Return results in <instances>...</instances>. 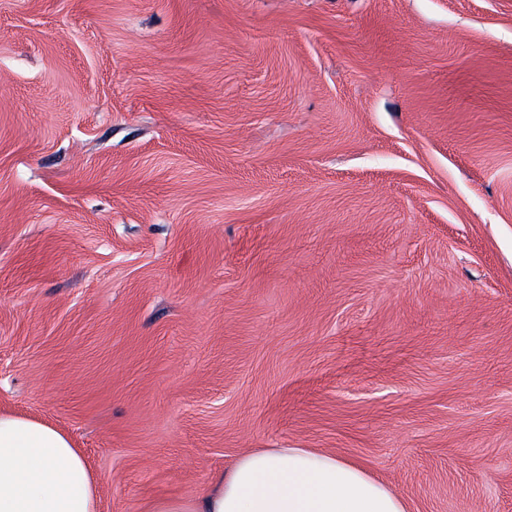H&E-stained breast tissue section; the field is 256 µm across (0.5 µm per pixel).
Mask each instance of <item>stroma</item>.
<instances>
[{"label":"stroma","instance_id":"35a3bbf8","mask_svg":"<svg viewBox=\"0 0 512 512\" xmlns=\"http://www.w3.org/2000/svg\"><path fill=\"white\" fill-rule=\"evenodd\" d=\"M0 411L512 512V0H0Z\"/></svg>","mask_w":512,"mask_h":512}]
</instances>
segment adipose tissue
Segmentation results:
<instances>
[{"instance_id":"adipose-tissue-1","label":"adipose tissue","mask_w":512,"mask_h":512,"mask_svg":"<svg viewBox=\"0 0 512 512\" xmlns=\"http://www.w3.org/2000/svg\"><path fill=\"white\" fill-rule=\"evenodd\" d=\"M0 512H99L94 476L66 434L0 412ZM150 512H407V505L336 454L255 448L214 474L202 497L160 498Z\"/></svg>"}]
</instances>
